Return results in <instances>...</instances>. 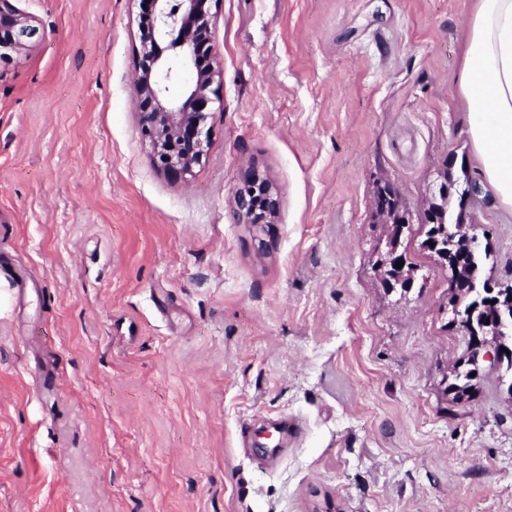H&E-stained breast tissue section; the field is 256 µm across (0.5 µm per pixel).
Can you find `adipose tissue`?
<instances>
[{"label": "adipose tissue", "mask_w": 512, "mask_h": 512, "mask_svg": "<svg viewBox=\"0 0 512 512\" xmlns=\"http://www.w3.org/2000/svg\"><path fill=\"white\" fill-rule=\"evenodd\" d=\"M459 90L474 158L495 201L512 212V0H473Z\"/></svg>", "instance_id": "1"}]
</instances>
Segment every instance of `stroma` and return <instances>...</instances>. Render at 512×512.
I'll return each mask as SVG.
<instances>
[{"label":"stroma","mask_w":512,"mask_h":512,"mask_svg":"<svg viewBox=\"0 0 512 512\" xmlns=\"http://www.w3.org/2000/svg\"><path fill=\"white\" fill-rule=\"evenodd\" d=\"M40 38L0 63V512H512V401L448 272L374 263L391 185L423 211L482 176L459 99L471 0H212V138L171 181L139 132L138 0H10ZM275 223H237L248 168ZM488 277L512 215L483 190Z\"/></svg>","instance_id":"obj_1"}]
</instances>
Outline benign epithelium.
I'll use <instances>...</instances> for the list:
<instances>
[{
  "label": "benign epithelium",
  "mask_w": 512,
  "mask_h": 512,
  "mask_svg": "<svg viewBox=\"0 0 512 512\" xmlns=\"http://www.w3.org/2000/svg\"><path fill=\"white\" fill-rule=\"evenodd\" d=\"M140 8L147 16L150 28L140 39V66L136 78L141 135L149 144L158 164L172 177L185 179L193 172L206 155L210 145L208 118L210 105L214 103V85L223 79V71L211 59L207 46L212 37L211 0H139ZM37 34L32 18L9 6V0H0V60L11 59L23 53L30 40ZM194 73L191 82L183 85L176 96L167 95L168 84L180 80L181 72ZM480 192V187L471 184L458 188V181L448 175L440 187L444 201L457 199L454 208L445 207L452 244L448 256L452 265L448 270L460 273L462 262L468 255L485 246L475 233L477 225L470 221L467 205ZM390 205L375 208L390 224L386 241V252L378 263L383 279H388L390 267L401 255L393 250L391 241L411 228L412 214L404 205L401 196L394 191L389 195ZM237 220L244 224H270L279 211V195L264 178L252 171L234 191ZM460 291L448 303V324L459 327L468 334V363L470 372L479 373L485 363L499 373L501 389L512 398V368L505 366L507 353L492 340L509 325V317L498 308L497 293L503 285L491 282L482 284L484 295L496 307L489 323L481 329H471L467 319L470 284L460 279Z\"/></svg>",
  "instance_id": "obj_1"
}]
</instances>
